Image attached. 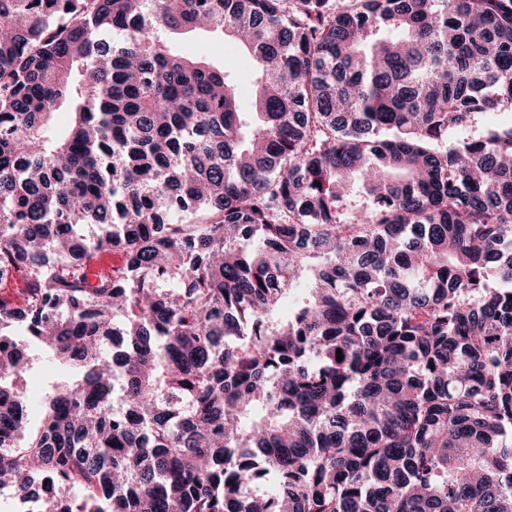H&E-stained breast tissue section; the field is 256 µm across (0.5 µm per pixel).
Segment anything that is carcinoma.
<instances>
[{
    "mask_svg": "<svg viewBox=\"0 0 512 512\" xmlns=\"http://www.w3.org/2000/svg\"><path fill=\"white\" fill-rule=\"evenodd\" d=\"M504 105L512 0H0V491L512 512V125L448 145ZM169 39L182 51L195 57L211 60L219 64H226L228 69L239 77V89L243 97V104L248 106L252 95L250 73L252 62L242 52L228 53L224 41L218 42L203 34L193 36L174 35ZM37 352L39 356L34 353L30 356L31 369L24 381V390L31 405L32 425L39 420L38 405L44 394L52 385L66 381L69 377L65 367L50 362L40 349Z\"/></svg>",
    "mask_w": 512,
    "mask_h": 512,
    "instance_id": "carcinoma-1",
    "label": "carcinoma"
}]
</instances>
